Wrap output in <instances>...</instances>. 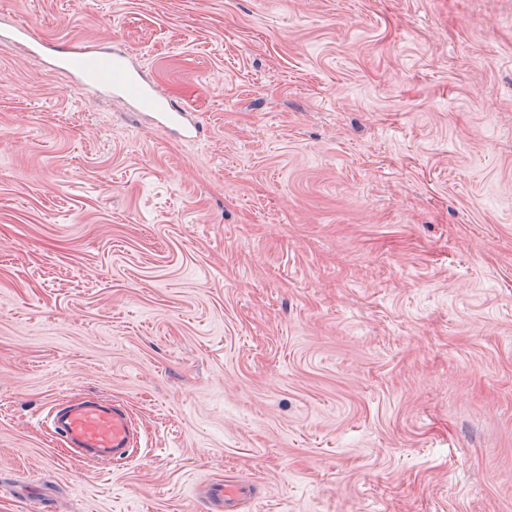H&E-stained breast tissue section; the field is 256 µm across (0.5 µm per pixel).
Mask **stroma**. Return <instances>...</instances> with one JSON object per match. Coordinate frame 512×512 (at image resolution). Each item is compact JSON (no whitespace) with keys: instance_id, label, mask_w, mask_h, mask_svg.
Returning <instances> with one entry per match:
<instances>
[{"instance_id":"obj_1","label":"stroma","mask_w":512,"mask_h":512,"mask_svg":"<svg viewBox=\"0 0 512 512\" xmlns=\"http://www.w3.org/2000/svg\"><path fill=\"white\" fill-rule=\"evenodd\" d=\"M0 512H512V0H0ZM122 402L124 463L61 400ZM10 33L14 38L28 42L36 54L44 48L55 52L56 69L70 76L73 92L87 89L111 91L128 99L137 111L179 137H200L203 125L199 115L173 101L146 80L133 56L121 45L113 46L107 53L70 48L63 43L51 46L37 40L30 27L17 23L11 25ZM53 432L72 457L118 462L133 456L139 442L123 404L89 397L81 402L57 403L51 414ZM249 492V488L244 483H235L233 485L218 484L213 490V498L216 505L224 502L225 510L231 511L236 503Z\"/></svg>"}]
</instances>
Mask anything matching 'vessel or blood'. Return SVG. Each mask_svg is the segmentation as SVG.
<instances>
[{"label": "vessel or blood", "mask_w": 512, "mask_h": 512, "mask_svg": "<svg viewBox=\"0 0 512 512\" xmlns=\"http://www.w3.org/2000/svg\"><path fill=\"white\" fill-rule=\"evenodd\" d=\"M57 68L68 74L74 91L105 89L125 97L135 109L157 125L184 139L200 137L203 125L198 114L173 101L145 79L139 65L119 45L107 53L79 50L66 44L54 45ZM54 433L72 457L118 462L132 457L139 441L136 428L123 404L89 397L80 402L57 403L51 414ZM248 488L243 483L219 485L215 502L231 512Z\"/></svg>", "instance_id": "vessel-or-blood-1"}]
</instances>
